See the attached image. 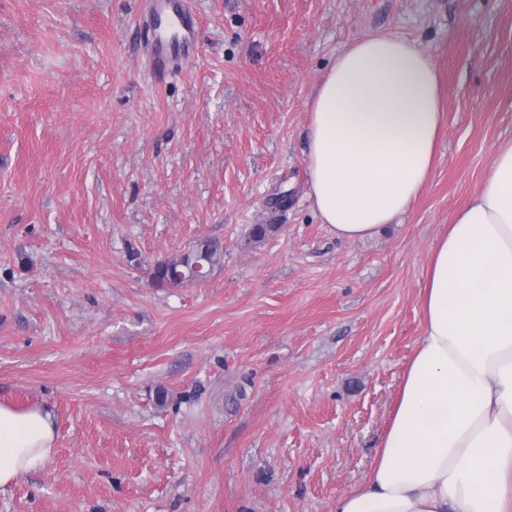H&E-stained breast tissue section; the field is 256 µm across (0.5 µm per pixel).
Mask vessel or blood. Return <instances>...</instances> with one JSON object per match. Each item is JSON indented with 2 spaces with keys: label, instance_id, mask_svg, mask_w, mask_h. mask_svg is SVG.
I'll return each instance as SVG.
<instances>
[{
  "label": "vessel or blood",
  "instance_id": "vessel-or-blood-1",
  "mask_svg": "<svg viewBox=\"0 0 512 512\" xmlns=\"http://www.w3.org/2000/svg\"><path fill=\"white\" fill-rule=\"evenodd\" d=\"M150 16L159 18L172 30L169 40L156 41L152 52V67L157 72L173 70L175 63L193 54L197 32L187 0H151Z\"/></svg>",
  "mask_w": 512,
  "mask_h": 512
}]
</instances>
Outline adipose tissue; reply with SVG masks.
<instances>
[{
  "label": "adipose tissue",
  "instance_id": "1",
  "mask_svg": "<svg viewBox=\"0 0 512 512\" xmlns=\"http://www.w3.org/2000/svg\"><path fill=\"white\" fill-rule=\"evenodd\" d=\"M437 66L392 33L351 41L308 111L309 199L338 239L377 234L417 199L445 126ZM422 334L366 478L334 512H512V137L433 244ZM52 417L0 405V487L55 452Z\"/></svg>",
  "mask_w": 512,
  "mask_h": 512
}]
</instances>
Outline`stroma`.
I'll return each mask as SVG.
<instances>
[{
    "mask_svg": "<svg viewBox=\"0 0 512 512\" xmlns=\"http://www.w3.org/2000/svg\"><path fill=\"white\" fill-rule=\"evenodd\" d=\"M189 4L196 59L160 80L138 0H0V404L56 428L0 512H333L387 427L430 249L512 136V0ZM381 31L434 59L446 125L410 211L343 241L307 195L309 103ZM203 240L207 278H155Z\"/></svg>",
    "mask_w": 512,
    "mask_h": 512,
    "instance_id": "obj_1",
    "label": "stroma"
}]
</instances>
